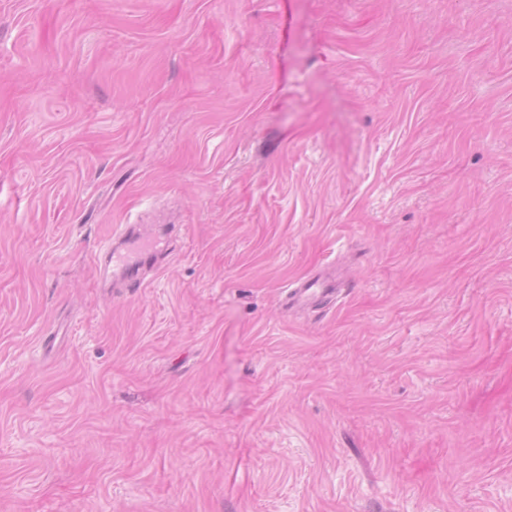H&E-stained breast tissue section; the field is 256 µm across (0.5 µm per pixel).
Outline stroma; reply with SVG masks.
Listing matches in <instances>:
<instances>
[{
    "label": "stroma",
    "instance_id": "35a3bbf8",
    "mask_svg": "<svg viewBox=\"0 0 512 512\" xmlns=\"http://www.w3.org/2000/svg\"><path fill=\"white\" fill-rule=\"evenodd\" d=\"M0 512H512V0H0ZM139 241V255L137 259L131 261L128 260L122 252L127 248L114 246L111 252V261L115 262V270H113V278L121 280L125 284L128 292H134L135 288H140V282L135 274L131 273V269L136 264L146 263L153 260L154 254L150 252L153 249V242L147 239H139L135 235L129 236L127 242L122 243L123 245L129 244L132 240ZM321 286L319 280L308 279L301 281L296 288L290 292L294 303L309 302L322 298L334 292L335 288H317Z\"/></svg>",
    "mask_w": 512,
    "mask_h": 512
}]
</instances>
